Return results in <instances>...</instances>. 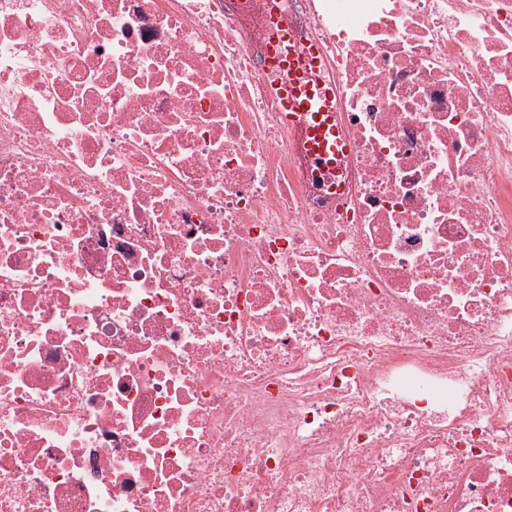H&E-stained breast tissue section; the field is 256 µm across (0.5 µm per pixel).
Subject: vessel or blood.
<instances>
[{
	"instance_id": "obj_1",
	"label": "vessel or blood",
	"mask_w": 512,
	"mask_h": 512,
	"mask_svg": "<svg viewBox=\"0 0 512 512\" xmlns=\"http://www.w3.org/2000/svg\"><path fill=\"white\" fill-rule=\"evenodd\" d=\"M266 56L280 119L299 130L314 172H340L349 145L336 119L337 89L326 75L320 47L314 43L298 46L293 34L284 28L268 44Z\"/></svg>"
}]
</instances>
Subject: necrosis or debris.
<instances>
[{
	"instance_id": "necrosis-or-debris-1",
	"label": "necrosis or debris",
	"mask_w": 512,
	"mask_h": 512,
	"mask_svg": "<svg viewBox=\"0 0 512 512\" xmlns=\"http://www.w3.org/2000/svg\"><path fill=\"white\" fill-rule=\"evenodd\" d=\"M0 0V512H512V0ZM266 56L280 119L299 130L303 151L314 172L321 176L340 174L349 145L336 119V84L325 76L320 47L315 43L299 47L284 27L268 44Z\"/></svg>"
}]
</instances>
